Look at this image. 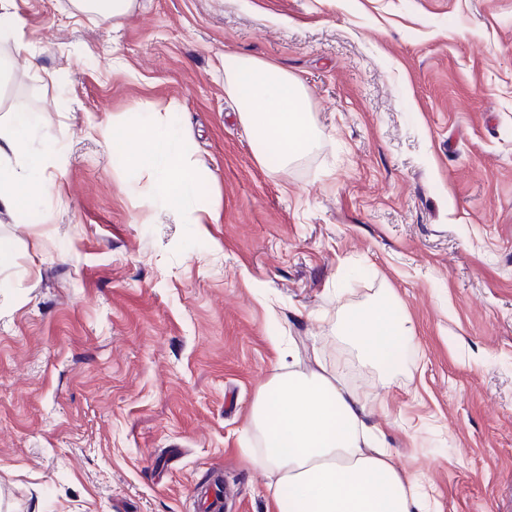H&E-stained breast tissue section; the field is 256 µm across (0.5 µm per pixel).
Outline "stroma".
Instances as JSON below:
<instances>
[{"label":"stroma","instance_id":"stroma-1","mask_svg":"<svg viewBox=\"0 0 512 512\" xmlns=\"http://www.w3.org/2000/svg\"><path fill=\"white\" fill-rule=\"evenodd\" d=\"M0 124L59 155L48 194L0 212V512H271L246 423L279 367L344 359L370 420L440 512L512 499V0H14ZM304 84L316 137L259 162L224 55ZM172 102L201 164L177 209L98 134ZM214 203V224H192ZM371 270L355 288L343 283ZM392 292L415 334L387 367L336 340ZM78 7L87 12H94L112 17L126 15L132 9L133 0H78Z\"/></svg>","mask_w":512,"mask_h":512}]
</instances>
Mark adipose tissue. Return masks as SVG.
I'll return each instance as SVG.
<instances>
[{
  "mask_svg": "<svg viewBox=\"0 0 512 512\" xmlns=\"http://www.w3.org/2000/svg\"><path fill=\"white\" fill-rule=\"evenodd\" d=\"M224 92L237 102L258 158L272 155L285 165L311 142L303 85L277 64L225 54ZM174 109L170 103L153 113L128 160L148 172L160 167L157 192L180 205L196 194L198 172L171 146ZM26 116L17 110L14 126L0 128V159L11 161L10 167H0V210L8 212L43 196L54 163L52 153H29ZM390 301L385 294L338 317L340 336L354 342L371 365H385L389 348L415 333L410 320L392 315ZM249 427L261 446L249 450L247 459L273 475L274 512L434 510L431 486L397 463L383 431L370 423L366 397L328 368L320 354H313L308 370H280L269 378L253 404Z\"/></svg>",
  "mask_w": 512,
  "mask_h": 512,
  "instance_id": "1",
  "label": "adipose tissue"
}]
</instances>
